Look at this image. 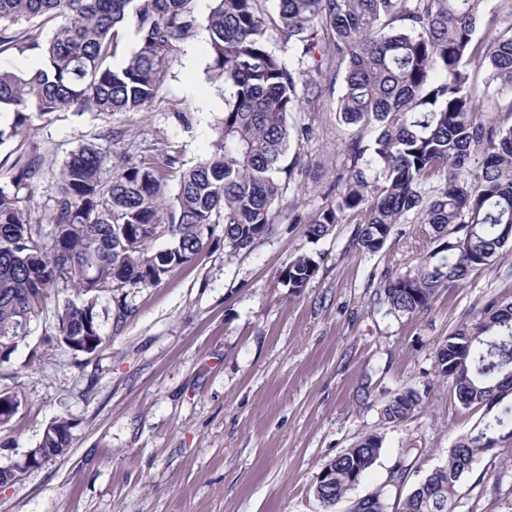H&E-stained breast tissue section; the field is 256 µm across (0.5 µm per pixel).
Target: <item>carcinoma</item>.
<instances>
[{"label": "carcinoma", "mask_w": 512, "mask_h": 512, "mask_svg": "<svg viewBox=\"0 0 512 512\" xmlns=\"http://www.w3.org/2000/svg\"><path fill=\"white\" fill-rule=\"evenodd\" d=\"M210 2L204 74L230 96L209 154L184 170L176 154L117 162L124 132L111 130L105 143L82 142L63 161L47 214L34 206L43 156L26 157L11 187H0V364L23 342L20 329L43 317L51 301L60 347L71 341L98 350L109 341L98 320L101 296L159 284L205 248L217 224L229 253L250 249L277 223L275 203L293 171L284 164L291 139L313 133L295 115L338 82L336 114L357 134L344 149L349 174L336 178V197L308 235L319 240L349 217L357 224L353 244L375 253L413 214L439 242L414 268L382 277L389 312L428 309L438 289L467 279L512 242V124L477 108L466 67L477 59L491 79L512 86V25L474 41L484 0H273L274 21L260 0ZM36 19L56 23L46 42L29 26ZM271 22L282 38L279 53L270 46ZM199 25L196 0H0V52L40 59L28 73L0 69V115H8L0 146L58 112L143 111ZM128 30L135 48L116 64ZM441 168L447 177L435 185ZM161 237L166 245L154 247ZM317 268L301 255L283 282L298 292ZM436 366L452 377L462 405L502 408L478 434L459 438L448 463L416 485L402 512H454L458 480L512 425V403L503 404L512 389V303L491 301L475 322L459 326L437 351ZM418 404L410 393L397 394L384 418L399 422ZM54 423L43 447H71L69 420ZM380 447L377 436L361 437L323 468L315 497L326 507L341 502ZM386 510L375 492L349 512Z\"/></svg>", "instance_id": "1"}]
</instances>
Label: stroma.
<instances>
[{"mask_svg":"<svg viewBox=\"0 0 512 512\" xmlns=\"http://www.w3.org/2000/svg\"><path fill=\"white\" fill-rule=\"evenodd\" d=\"M208 33L198 28L173 67L162 96L141 112L109 118L60 112L24 138L0 146V186L14 163L45 155L35 201L48 209L55 170L79 143L124 130L133 160L178 153L193 165L207 153L228 88L206 82ZM328 94L302 112L311 140L292 145L295 180L279 218L246 251L229 254L222 231L190 263L151 288L101 298L109 341L92 354L61 351L48 339L51 319L33 322L25 343L0 364V391L22 403L0 430V467L18 466L0 486V512H346L313 494L320 471L363 435L379 455L351 492H382L400 512L412 488L445 465L459 436L477 433L494 412L463 406L452 379L439 376L436 352L490 300L512 302V247L461 284L439 289L417 314L390 313L379 295L387 272L407 271L434 243L419 225H395L374 253L352 243L355 226L308 236L309 220L334 196L345 172L350 130ZM318 269L300 292L282 275L297 256ZM129 312L116 322L112 300ZM420 405L398 423L382 409L397 393ZM72 424L67 454L24 468L56 418ZM455 512H512V437L479 456L457 484Z\"/></svg>","mask_w":512,"mask_h":512,"instance_id":"35a3bbf8","label":"stroma"}]
</instances>
